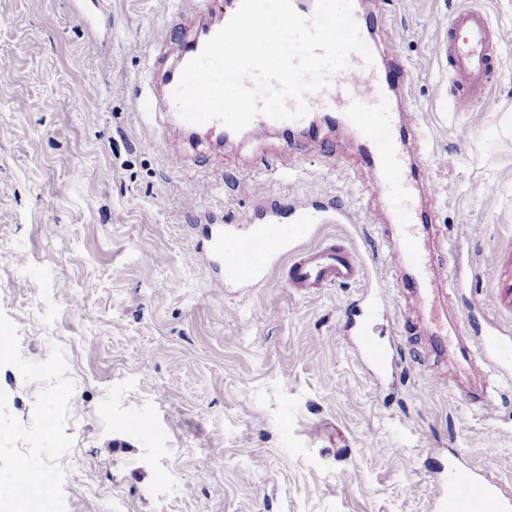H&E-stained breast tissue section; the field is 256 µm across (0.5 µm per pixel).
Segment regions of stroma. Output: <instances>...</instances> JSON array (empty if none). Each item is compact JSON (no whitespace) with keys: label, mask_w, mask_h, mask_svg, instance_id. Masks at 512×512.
<instances>
[{"label":"stroma","mask_w":512,"mask_h":512,"mask_svg":"<svg viewBox=\"0 0 512 512\" xmlns=\"http://www.w3.org/2000/svg\"><path fill=\"white\" fill-rule=\"evenodd\" d=\"M467 8L505 41L486 99L460 111L448 20ZM364 9L381 64L408 70L397 105L417 119L411 161L436 189L418 202L433 210L428 250L461 244L448 317L512 338V304L488 278L512 280V0ZM174 14V0H0V512L20 465L43 475L41 512H430L431 469L452 448L512 497V377L492 412L466 401L477 378L404 325V271L378 265L377 334L396 357L381 370L342 330L360 285L302 295L283 261L218 295L209 256L190 264L206 216L238 223L261 192L378 214L317 225L309 245L382 255L396 241L356 134L147 137L130 102ZM176 146L180 170L165 159Z\"/></svg>","instance_id":"obj_1"}]
</instances>
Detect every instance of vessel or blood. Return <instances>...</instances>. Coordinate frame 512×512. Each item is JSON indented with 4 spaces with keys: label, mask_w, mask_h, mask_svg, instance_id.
Listing matches in <instances>:
<instances>
[{
    "label": "vessel or blood",
    "mask_w": 512,
    "mask_h": 512,
    "mask_svg": "<svg viewBox=\"0 0 512 512\" xmlns=\"http://www.w3.org/2000/svg\"><path fill=\"white\" fill-rule=\"evenodd\" d=\"M503 32L493 27L480 10L456 11L448 22V56L452 66L450 93L455 104L471 107L486 97L496 74L498 50ZM204 46L193 38L174 44L160 40L154 47L150 71L156 85L146 87L133 98V110L148 121L152 134L168 136L171 131L216 136L227 134V127L211 120L197 125L177 121L165 123V116L175 114L172 92L186 64ZM405 68L393 63L364 66L360 55H351L349 65L333 74L322 90L306 95L308 108L318 109L339 125L358 132L364 167L373 181L392 201L390 226L400 243L388 256V264L410 271L403 286L411 298V321L422 326L433 351H451L469 362L476 357L503 360L512 356V341L493 328L483 330L479 340H471V328L462 321L451 326L434 322L433 308L441 286L447 281L446 261L431 263L423 253L417 231L418 212L408 195L404 153L397 133L399 120L392 110V100L404 85ZM308 118L275 121L259 115L247 126L251 137H265L269 130H302ZM357 213L338 208L333 200L311 201L279 199L259 194L246 221L231 225L224 233L208 237L206 247L222 262L224 275L212 282L214 290L226 283L248 285L266 277L270 266L281 256L292 255L288 285L301 294L334 284H358L365 280L367 263L363 257L333 244L302 247L301 242L316 224H356ZM379 308L378 297L367 298L361 319L353 326L361 357L378 367H386L389 353L374 336L372 322ZM435 512H512V499L499 492L496 482L481 476L462 459L449 460L447 473L437 483L431 497Z\"/></svg>",
    "instance_id": "vessel-or-blood-1"
}]
</instances>
